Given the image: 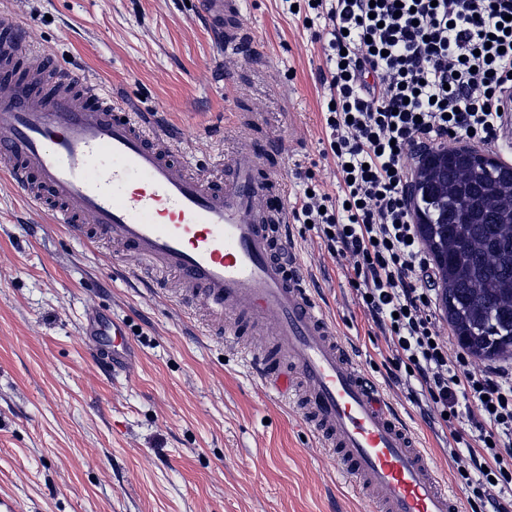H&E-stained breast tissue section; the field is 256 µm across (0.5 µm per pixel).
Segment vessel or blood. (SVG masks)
<instances>
[{"label":"vessel or blood","instance_id":"b4317fda","mask_svg":"<svg viewBox=\"0 0 512 512\" xmlns=\"http://www.w3.org/2000/svg\"><path fill=\"white\" fill-rule=\"evenodd\" d=\"M225 55L251 47L240 0H200ZM0 21V168L53 223L92 243L121 244L178 275L184 300L232 312L270 346L253 351L264 383L295 400L372 512H459L445 475L418 447L393 400L361 370L309 288L288 234V207L262 144L246 143L223 178L171 157L172 131L103 95L85 73L24 51ZM112 341L113 371L136 351L125 322L91 318Z\"/></svg>","mask_w":512,"mask_h":512}]
</instances>
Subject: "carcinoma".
Here are the masks:
<instances>
[{
    "instance_id": "cac0c4a2",
    "label": "carcinoma",
    "mask_w": 512,
    "mask_h": 512,
    "mask_svg": "<svg viewBox=\"0 0 512 512\" xmlns=\"http://www.w3.org/2000/svg\"><path fill=\"white\" fill-rule=\"evenodd\" d=\"M414 210L432 226L423 241L444 257L442 309L472 354L512 352V166L470 150L430 171Z\"/></svg>"
}]
</instances>
